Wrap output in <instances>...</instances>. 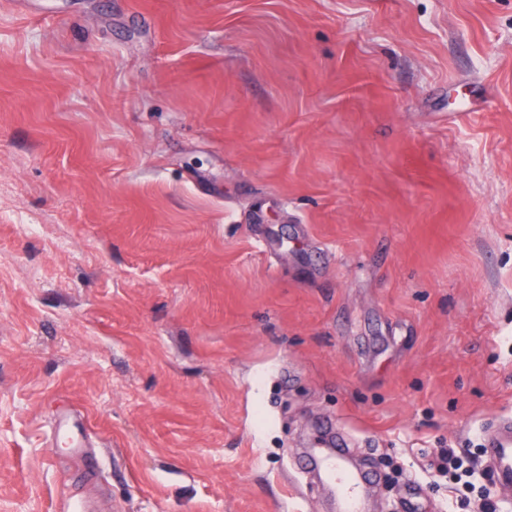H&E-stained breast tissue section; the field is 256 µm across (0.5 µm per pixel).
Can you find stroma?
<instances>
[{"label":"stroma","instance_id":"1","mask_svg":"<svg viewBox=\"0 0 512 512\" xmlns=\"http://www.w3.org/2000/svg\"><path fill=\"white\" fill-rule=\"evenodd\" d=\"M508 414L512 0L0 7V512H473ZM53 433L56 438H64L70 443L71 457H76L78 461L83 460L89 469L93 468L92 460L86 457L83 449L87 446L85 437L89 433V423L84 415L78 412L59 415ZM437 462V470L445 475H448V478L455 484H458L462 481V477H470L467 475V470H461L462 463L459 461L458 457L455 455L454 449L452 448H441L438 451L436 456ZM459 470H461L460 473ZM464 472V473H463ZM323 481L335 492L341 512H361L360 488L362 478L352 475L343 465L339 453L320 455L311 459Z\"/></svg>","mask_w":512,"mask_h":512}]
</instances>
